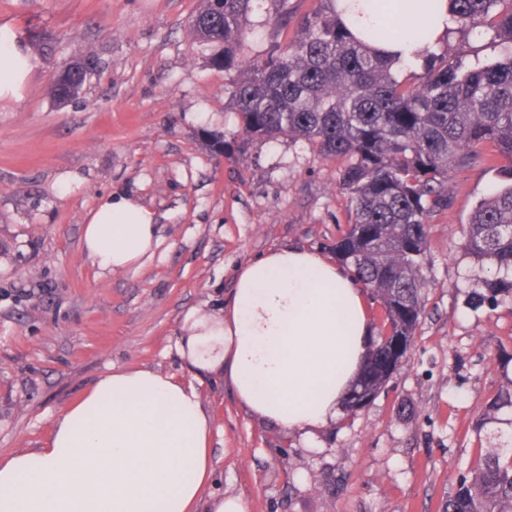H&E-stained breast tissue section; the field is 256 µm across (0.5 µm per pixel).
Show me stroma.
Wrapping results in <instances>:
<instances>
[{"label":"stroma","instance_id":"35a3bbf8","mask_svg":"<svg viewBox=\"0 0 512 512\" xmlns=\"http://www.w3.org/2000/svg\"><path fill=\"white\" fill-rule=\"evenodd\" d=\"M200 0H0V26L46 44L19 96L0 98V455L43 447L56 416L115 368L188 377L185 314L217 313L238 266L281 244L324 248L346 229L341 160L303 140L234 139L226 77L194 41ZM92 57L83 92L48 90ZM228 140L223 156L209 135ZM483 165L448 175L428 224L425 314L366 407L305 435L254 417L221 378L201 387L213 480L198 512L236 495L249 512H441L495 444L476 432L512 352V305L471 310L462 229L494 187ZM116 189L157 211L160 241L117 274L82 250L83 218Z\"/></svg>","mask_w":512,"mask_h":512}]
</instances>
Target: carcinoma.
<instances>
[{
	"label": "carcinoma",
	"instance_id": "obj_1",
	"mask_svg": "<svg viewBox=\"0 0 512 512\" xmlns=\"http://www.w3.org/2000/svg\"><path fill=\"white\" fill-rule=\"evenodd\" d=\"M447 2L455 21L448 33L487 42L495 59L450 62L439 42L392 56L377 48L409 45L404 0H377V25L350 0H317L300 15L288 0H201L189 22L195 39L216 47L212 66L230 75L224 95L240 116L237 135L301 139L345 161L338 185L350 220L329 248L381 307L379 340L344 398L352 412L377 397L415 337L425 310L426 224L448 208L450 168L483 163L499 177L464 229L465 255L480 274L467 304L512 302V0ZM266 3L265 22L291 25L293 36L247 58L251 17ZM412 69L420 70L415 82L400 78ZM87 76L83 63L60 72L50 95L67 103ZM489 426L503 444L459 479L444 512H512V376L476 419V432Z\"/></svg>",
	"mask_w": 512,
	"mask_h": 512
}]
</instances>
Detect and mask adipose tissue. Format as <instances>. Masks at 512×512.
<instances>
[{"label": "adipose tissue", "mask_w": 512, "mask_h": 512, "mask_svg": "<svg viewBox=\"0 0 512 512\" xmlns=\"http://www.w3.org/2000/svg\"><path fill=\"white\" fill-rule=\"evenodd\" d=\"M31 67L8 37L0 97L19 95ZM158 234L153 207L116 191L86 214L82 249L119 273L149 257ZM371 334V303L345 264L271 249L238 269L222 314L185 315L178 347L193 380L113 371L65 409L45 447L0 455V512H194L213 474L196 379L220 376L260 421L308 433L335 418Z\"/></svg>", "instance_id": "ef3b65f1"}]
</instances>
